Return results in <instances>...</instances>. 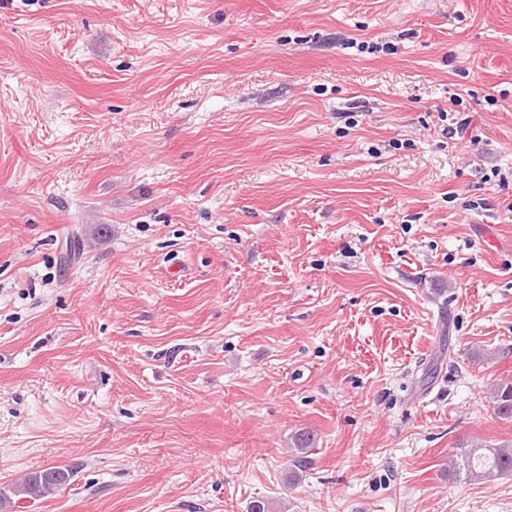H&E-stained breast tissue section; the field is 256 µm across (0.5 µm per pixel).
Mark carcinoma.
Segmentation results:
<instances>
[{"mask_svg":"<svg viewBox=\"0 0 512 512\" xmlns=\"http://www.w3.org/2000/svg\"><path fill=\"white\" fill-rule=\"evenodd\" d=\"M493 403L498 417L512 420V383H499L493 393ZM297 448L293 464L304 471L311 464L308 452L313 438L307 432L296 436ZM512 473V441L498 444L477 442L455 454L448 464V475L461 474L470 481H492ZM70 478L63 467H49L28 474L21 483L14 485L10 493L29 499H37L64 485Z\"/></svg>","mask_w":512,"mask_h":512,"instance_id":"cac0c4a2","label":"carcinoma"}]
</instances>
